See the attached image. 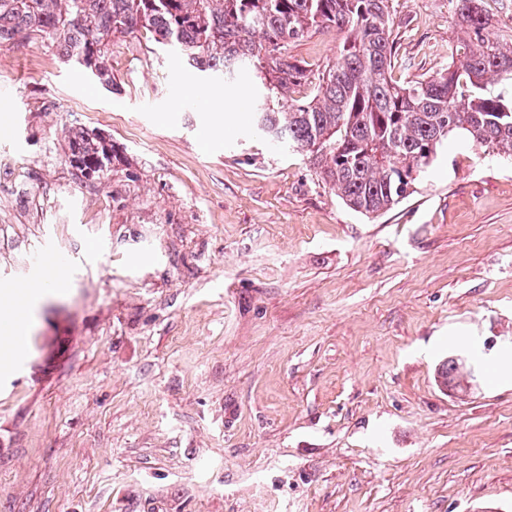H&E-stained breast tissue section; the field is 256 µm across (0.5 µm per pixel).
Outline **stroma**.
Instances as JSON below:
<instances>
[{
  "mask_svg": "<svg viewBox=\"0 0 512 512\" xmlns=\"http://www.w3.org/2000/svg\"><path fill=\"white\" fill-rule=\"evenodd\" d=\"M389 7L393 80L447 68L450 0ZM110 59L109 88L40 37L0 47V287L50 255L67 277L0 374V512H512V379L436 382L472 342L512 362V157L450 136L368 217L250 129V70L143 32ZM77 127L115 146L99 178Z\"/></svg>",
  "mask_w": 512,
  "mask_h": 512,
  "instance_id": "35a3bbf8",
  "label": "stroma"
}]
</instances>
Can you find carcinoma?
I'll list each match as a JSON object with an SVG mask.
<instances>
[{
  "mask_svg": "<svg viewBox=\"0 0 512 512\" xmlns=\"http://www.w3.org/2000/svg\"><path fill=\"white\" fill-rule=\"evenodd\" d=\"M388 0H0V47L37 35L63 62L110 86L112 39L145 30L201 71L232 78L248 65L264 94L251 123L271 143L307 156L351 209L379 215L414 193L420 173L448 137L512 156V37L490 38L489 0H452L464 37L448 68L397 86ZM342 34L340 53L313 71L290 54L312 31ZM309 93L295 98L292 90ZM112 141L87 130L71 139L68 160L96 174L112 163ZM471 360L450 358L437 382L462 387Z\"/></svg>",
  "mask_w": 512,
  "mask_h": 512,
  "instance_id": "carcinoma-1",
  "label": "carcinoma"
}]
</instances>
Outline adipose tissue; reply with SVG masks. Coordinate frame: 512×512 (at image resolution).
Returning <instances> with one entry per match:
<instances>
[{"label": "adipose tissue", "instance_id": "1", "mask_svg": "<svg viewBox=\"0 0 512 512\" xmlns=\"http://www.w3.org/2000/svg\"><path fill=\"white\" fill-rule=\"evenodd\" d=\"M64 284L63 267L57 264L23 286L0 289L1 364L17 352L29 309L36 307L50 292L63 288Z\"/></svg>", "mask_w": 512, "mask_h": 512}]
</instances>
